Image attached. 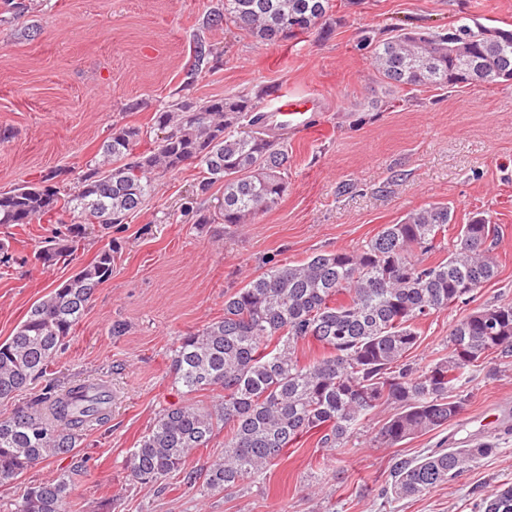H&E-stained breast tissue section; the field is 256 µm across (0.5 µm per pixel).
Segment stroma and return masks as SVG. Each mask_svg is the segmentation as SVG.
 Returning <instances> with one entry per match:
<instances>
[{
	"instance_id": "obj_1",
	"label": "stroma",
	"mask_w": 512,
	"mask_h": 512,
	"mask_svg": "<svg viewBox=\"0 0 512 512\" xmlns=\"http://www.w3.org/2000/svg\"><path fill=\"white\" fill-rule=\"evenodd\" d=\"M330 32L266 44L209 26L224 0H0V193L56 175L75 185L113 127H147L178 99L233 94L310 93L321 100L309 130L289 131L287 190L252 224L197 225L217 212L222 185L199 195V169L156 178L128 224L109 237L89 234L82 261L117 245L112 276L51 367L62 387L105 380L112 415L88 431L81 448L0 484V512H12L25 487L83 466L68 512H475L488 491L512 484V356L489 355L464 387L460 415L441 431L380 447L391 414L374 410L340 448L307 435L260 476L223 492L175 475L142 488L124 461L155 415L170 405H210L214 394L184 398L171 354L186 332L224 314V296L273 263L318 251H354L408 211L449 204L456 224L477 213L500 225L496 276L473 303L430 315L411 353L424 365L442 357L454 323L473 307L512 301V86L399 90L371 65L369 41L393 24L444 32L457 21L512 29V0H333ZM212 48L193 71L194 47ZM75 269L28 260L0 270V341L27 310ZM125 322L124 335L112 333ZM491 442L493 453L417 499L388 500L393 463L433 448Z\"/></svg>"
}]
</instances>
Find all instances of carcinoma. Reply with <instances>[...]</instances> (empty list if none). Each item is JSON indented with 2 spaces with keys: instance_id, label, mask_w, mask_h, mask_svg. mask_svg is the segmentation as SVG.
<instances>
[{
  "instance_id": "obj_1",
  "label": "carcinoma",
  "mask_w": 512,
  "mask_h": 512,
  "mask_svg": "<svg viewBox=\"0 0 512 512\" xmlns=\"http://www.w3.org/2000/svg\"><path fill=\"white\" fill-rule=\"evenodd\" d=\"M332 0H224L211 25L234 27L261 42L277 43L314 29L329 31ZM309 25L296 31L293 25ZM381 80L395 88H455L472 84L478 66L484 86L512 82V31L467 23L441 34L400 28L372 49ZM162 137L145 139L137 127L112 129L103 160L66 191L54 176L0 193V224L56 225L34 244L44 266L71 258L85 225L101 232L128 223L152 194L151 175L201 169L197 193L224 184L226 224H252L276 207L286 191L288 149L268 127L259 103L246 94L205 102L180 100L154 113ZM145 145L144 150L137 147ZM451 209L429 203L386 225L361 249L316 253L297 264H273L231 294L224 316L183 336L173 350L174 383L181 392L211 390L206 407L161 410L130 449L125 469L144 488L162 485L193 452L224 432V456L206 469L212 492L262 473L297 439L315 431L317 446L338 448L379 406L394 413L377 434L387 448L443 429L459 414L462 398L448 393L466 382L489 354H512V302L487 305L458 320L448 354L420 366L410 354L419 324L431 314L466 304L497 274L493 243L499 226L480 215L461 225L452 249L438 262L423 256L448 236ZM109 246L34 302L13 334L0 342V401H10L46 376L73 336L97 288L112 276ZM28 257L0 242V265ZM321 346L303 362L301 343ZM112 389L104 381L43 392L0 419V483L78 447L88 428L108 420ZM485 443L438 448L400 460L382 494L419 497L491 454ZM71 476L29 486L14 512H65ZM478 512H512V486L484 496Z\"/></svg>"
}]
</instances>
